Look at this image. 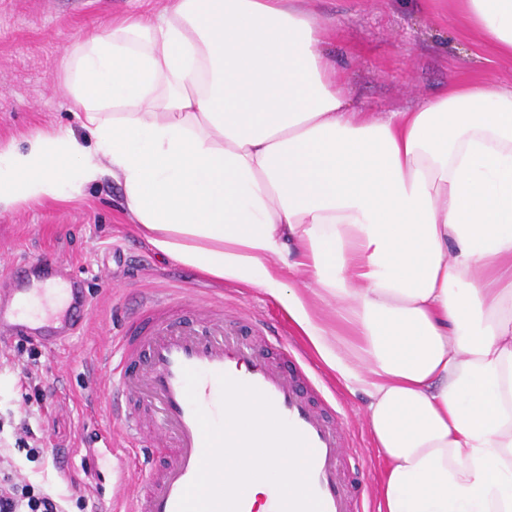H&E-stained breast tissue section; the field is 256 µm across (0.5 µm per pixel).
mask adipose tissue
Masks as SVG:
<instances>
[{
  "label": "adipose tissue",
  "mask_w": 512,
  "mask_h": 512,
  "mask_svg": "<svg viewBox=\"0 0 512 512\" xmlns=\"http://www.w3.org/2000/svg\"><path fill=\"white\" fill-rule=\"evenodd\" d=\"M512 58V0H455ZM306 0H171L80 32L59 78L89 135L0 144V211L104 177L163 256L257 287L350 392L385 462L378 512H512V85L356 108ZM257 508L301 462L226 398Z\"/></svg>",
  "instance_id": "adipose-tissue-1"
}]
</instances>
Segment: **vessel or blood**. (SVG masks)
<instances>
[{
  "mask_svg": "<svg viewBox=\"0 0 512 512\" xmlns=\"http://www.w3.org/2000/svg\"><path fill=\"white\" fill-rule=\"evenodd\" d=\"M25 279L19 267L1 274L0 297H26ZM68 293L64 315L44 324L21 321L14 305L0 306V331L52 350L68 346L91 314L81 289L70 286ZM224 318L222 305L165 296L147 301L119 332V360L108 376L124 397L147 399L149 416L118 408L112 417L129 443L149 431L170 451L162 468L141 474L130 512H253L248 499L225 493L224 451L245 445L224 431V396L234 390L260 399L282 425L271 444L284 438L303 450L301 479L289 491L275 487L271 512H364L346 477L356 456L306 361L292 353L289 368H280Z\"/></svg>",
  "mask_w": 512,
  "mask_h": 512,
  "instance_id": "b4317fda",
  "label": "vessel or blood"
}]
</instances>
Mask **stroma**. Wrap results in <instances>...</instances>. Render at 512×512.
Segmentation results:
<instances>
[{"label": "stroma", "mask_w": 512, "mask_h": 512, "mask_svg": "<svg viewBox=\"0 0 512 512\" xmlns=\"http://www.w3.org/2000/svg\"><path fill=\"white\" fill-rule=\"evenodd\" d=\"M170 0H0V143L36 131L83 136L60 85L64 47L84 29ZM327 23L326 49L347 77L356 107L377 119L437 95L450 78L512 84V59L461 25L450 0H313ZM77 278L92 314L63 350L39 348L36 360L9 351L0 368V450L26 481L64 499L67 512H128L136 476L129 449L110 420L105 355L141 295H172L196 304L220 303L280 333L282 348L304 347L281 305L262 291L222 282L159 256L129 223L122 189L103 180L78 201L45 200L0 212V272L27 264L45 279L52 263ZM38 386L20 381L22 367ZM318 373L363 457L365 502L377 504L381 462L364 417L367 397L350 393L326 368ZM27 421L40 438L36 457L16 447L14 428Z\"/></svg>", "instance_id": "stroma-1"}]
</instances>
